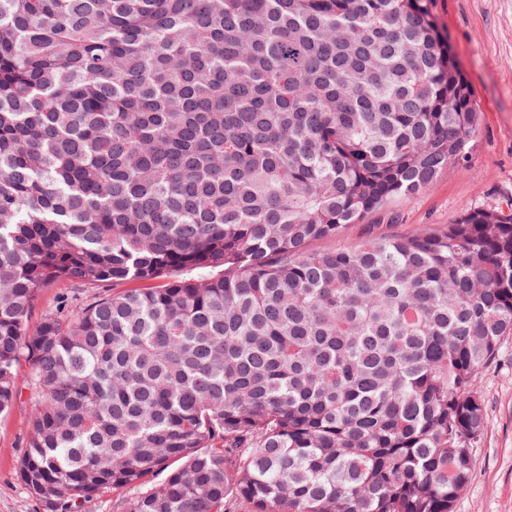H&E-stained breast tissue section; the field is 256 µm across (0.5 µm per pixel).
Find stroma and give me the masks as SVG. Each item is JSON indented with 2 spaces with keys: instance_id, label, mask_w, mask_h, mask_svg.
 Here are the masks:
<instances>
[{
  "instance_id": "stroma-1",
  "label": "stroma",
  "mask_w": 512,
  "mask_h": 512,
  "mask_svg": "<svg viewBox=\"0 0 512 512\" xmlns=\"http://www.w3.org/2000/svg\"><path fill=\"white\" fill-rule=\"evenodd\" d=\"M430 9L472 86L479 111L469 160L448 167L386 212L315 242V249H350L376 236L439 229L455 223L466 209L512 199V0H431ZM479 390L485 430L475 449L473 477L454 512H512V335L481 372ZM31 411V395L23 386L12 411L0 418V512H42L15 470Z\"/></svg>"
}]
</instances>
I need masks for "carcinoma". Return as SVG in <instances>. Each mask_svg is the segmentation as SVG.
<instances>
[{"instance_id": "obj_1", "label": "carcinoma", "mask_w": 512, "mask_h": 512, "mask_svg": "<svg viewBox=\"0 0 512 512\" xmlns=\"http://www.w3.org/2000/svg\"><path fill=\"white\" fill-rule=\"evenodd\" d=\"M476 127L427 0H0V416L24 382L43 512H453L512 335V200L309 245ZM159 279L32 321L58 282ZM135 492L134 489H129L118 495L107 489L79 503V507L75 510L77 512H121V500L131 497Z\"/></svg>"}]
</instances>
